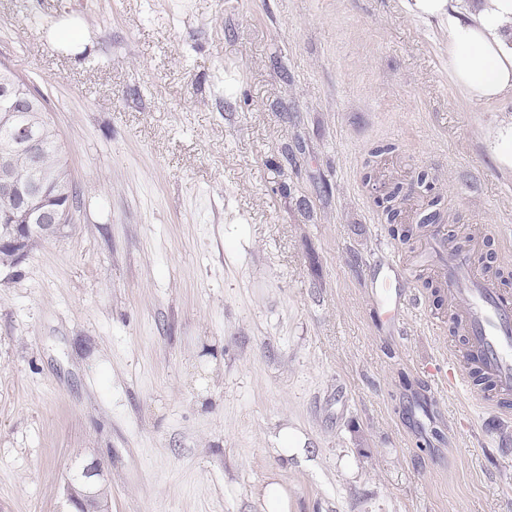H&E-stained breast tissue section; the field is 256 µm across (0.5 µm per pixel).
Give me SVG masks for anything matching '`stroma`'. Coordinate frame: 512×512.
I'll use <instances>...</instances> for the list:
<instances>
[{"label": "stroma", "instance_id": "obj_1", "mask_svg": "<svg viewBox=\"0 0 512 512\" xmlns=\"http://www.w3.org/2000/svg\"><path fill=\"white\" fill-rule=\"evenodd\" d=\"M83 21L71 55L47 30ZM82 201L0 268V512H512V408L428 370L461 344L363 183L436 176L512 281V95L452 79L404 0H0ZM408 304L383 321L388 258ZM299 452L282 451L285 439ZM103 480V472L97 462L84 465L83 478H75L67 485V497L75 512L104 511L97 490Z\"/></svg>", "mask_w": 512, "mask_h": 512}]
</instances>
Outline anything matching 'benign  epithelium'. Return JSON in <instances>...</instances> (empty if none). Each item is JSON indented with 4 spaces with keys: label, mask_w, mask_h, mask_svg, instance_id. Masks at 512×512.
<instances>
[{
    "label": "benign epithelium",
    "mask_w": 512,
    "mask_h": 512,
    "mask_svg": "<svg viewBox=\"0 0 512 512\" xmlns=\"http://www.w3.org/2000/svg\"><path fill=\"white\" fill-rule=\"evenodd\" d=\"M21 80L12 79V84L0 86V94L13 99L16 106L27 108L29 99L18 90ZM32 123L22 124L16 134L13 149L20 152L33 171L42 167V154L33 141ZM13 158L0 154V195L7 201L0 212V221L7 228L0 235V250H8L18 261L28 256L30 244L52 239L61 234L72 207L50 204L44 201L42 182L34 178L25 186L14 188L11 179ZM103 482V472L98 463L84 465L83 477L73 479L67 485V497L75 512H103L98 497V487Z\"/></svg>",
    "instance_id": "benign-epithelium-1"
}]
</instances>
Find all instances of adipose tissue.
Listing matches in <instances>:
<instances>
[{
  "label": "adipose tissue",
  "instance_id": "adipose-tissue-1",
  "mask_svg": "<svg viewBox=\"0 0 512 512\" xmlns=\"http://www.w3.org/2000/svg\"><path fill=\"white\" fill-rule=\"evenodd\" d=\"M459 0H406L410 12L448 22L455 82L474 100L512 91V0H479L463 15Z\"/></svg>",
  "mask_w": 512,
  "mask_h": 512
}]
</instances>
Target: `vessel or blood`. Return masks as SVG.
Instances as JSON below:
<instances>
[{"label": "vessel or blood", "instance_id": "vessel-or-blood-1", "mask_svg": "<svg viewBox=\"0 0 512 512\" xmlns=\"http://www.w3.org/2000/svg\"><path fill=\"white\" fill-rule=\"evenodd\" d=\"M451 299L461 302L462 333L469 349L482 358L485 371L495 380L499 395L512 393V298L501 294L466 255L452 251L446 234L436 236L429 251ZM392 276L384 273L373 282L389 322H399L405 307L401 292L392 290Z\"/></svg>", "mask_w": 512, "mask_h": 512}]
</instances>
